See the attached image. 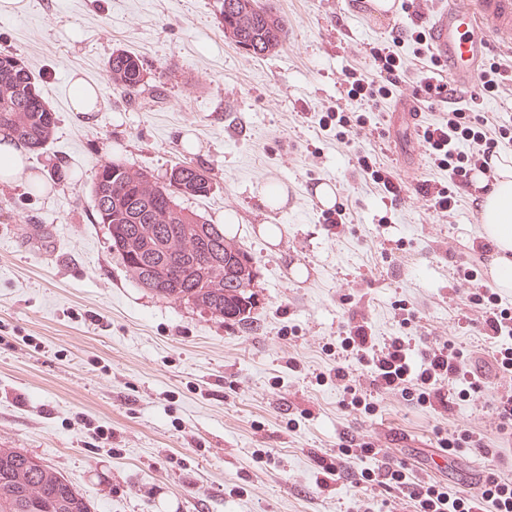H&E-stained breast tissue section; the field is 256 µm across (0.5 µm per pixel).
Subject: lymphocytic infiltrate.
<instances>
[{"label":"lymphocytic infiltrate","instance_id":"lymphocytic-infiltrate-1","mask_svg":"<svg viewBox=\"0 0 512 512\" xmlns=\"http://www.w3.org/2000/svg\"><path fill=\"white\" fill-rule=\"evenodd\" d=\"M407 40L425 45L428 41L426 29L394 26L388 41L371 49L374 61L371 68H353L345 73L343 83L348 98L375 104L400 95L409 78V68L398 48ZM511 82L512 71L501 68L497 62H490L484 66L479 87L471 93L468 105L448 110L438 122L417 126L416 136L423 147L427 166L448 175L447 181L426 179L419 186L431 210L452 213L458 206L462 189L470 184L471 172L476 169L490 171L489 161L500 145L512 142V128L498 123L481 110L485 98ZM369 123L366 114L341 109L328 110L318 121L321 130L334 133L337 142L356 147L357 164L363 176L383 186L391 202H398L402 187L393 172L378 162L375 155L357 147ZM461 142L469 144V151L458 150L457 145ZM493 249L490 241L474 239L472 260L458 266L455 277L469 287L467 299L481 314V334L496 342L492 352L495 366L503 376L512 377V309L502 306L498 294L483 284L479 272L480 262ZM341 336V349L353 355L367 375L366 381L360 382L347 368L340 366L336 369V386L342 389L346 404L352 409L373 412L375 406L371 394L380 390L400 392L413 405L433 410L451 408L450 387L456 381H465L473 394L484 390L483 380L471 370L466 354L455 343L428 349L421 355V364L417 365L402 337H392L379 346L372 342L368 328L363 324L344 326ZM492 408L496 419L494 428L453 430L437 438L442 448L481 450L487 466L479 481L481 493L475 497H453L447 487L408 480L404 465L380 456L378 449L370 443H361L355 449L342 448L341 453L347 457L354 454L376 457L375 469L363 473V482L401 488L413 502L414 512H485L489 507L494 512H512V481L502 479L495 469L496 461L502 458L503 443L512 440V386L498 392Z\"/></svg>","mask_w":512,"mask_h":512}]
</instances>
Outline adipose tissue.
Segmentation results:
<instances>
[{"label":"adipose tissue","instance_id":"adipose-tissue-1","mask_svg":"<svg viewBox=\"0 0 512 512\" xmlns=\"http://www.w3.org/2000/svg\"><path fill=\"white\" fill-rule=\"evenodd\" d=\"M493 179L476 175L475 185L481 190L480 214L482 234L496 249L490 260V273L498 287L512 289V157L491 159ZM41 175L32 172L25 154L19 151L9 135H0V182L42 183Z\"/></svg>","mask_w":512,"mask_h":512}]
</instances>
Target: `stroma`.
<instances>
[{"label":"stroma","mask_w":512,"mask_h":512,"mask_svg":"<svg viewBox=\"0 0 512 512\" xmlns=\"http://www.w3.org/2000/svg\"><path fill=\"white\" fill-rule=\"evenodd\" d=\"M446 2L423 0L413 14L394 0L382 17L366 0H260L287 23L283 45L262 57L225 38L220 0H28L24 13L0 15V51L24 59L58 117L28 157L51 195L0 183V448L54 468L91 512H356L365 502L412 512L398 492L357 483L374 461L341 455L352 439L406 462L411 480L476 494L480 450L438 448L434 430L490 424L485 398L434 412L381 392L364 415L325 378L352 320L378 345L451 340L488 359L480 314L453 277L481 235L477 189L450 215L429 210L415 187L444 174L424 167L407 112L395 99L367 107L341 85L394 25L430 26ZM116 49L143 59L164 100L112 89L105 63ZM75 73L105 97L87 117L70 109ZM335 106L379 123L364 146L404 183L397 207L315 123ZM112 161L158 178L181 161L209 169L213 192L180 204L213 224L239 216L234 239L253 257L261 299L256 329L161 298L127 273L91 193ZM273 183L288 192L276 210L260 203ZM320 183L349 209L340 234L323 222ZM264 224L279 227L278 244L259 235ZM402 302L416 323L399 324Z\"/></svg>","instance_id":"35a3bbf8"}]
</instances>
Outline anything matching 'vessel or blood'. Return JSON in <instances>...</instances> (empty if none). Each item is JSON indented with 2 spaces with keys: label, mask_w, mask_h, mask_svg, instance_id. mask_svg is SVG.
<instances>
[{
  "label": "vessel or blood",
  "mask_w": 512,
  "mask_h": 512,
  "mask_svg": "<svg viewBox=\"0 0 512 512\" xmlns=\"http://www.w3.org/2000/svg\"><path fill=\"white\" fill-rule=\"evenodd\" d=\"M476 12L496 36L512 37V0H476L472 8L464 0H448L447 9L436 16L432 26L440 56L447 60L456 83L469 89L478 85L477 66L487 49L472 22Z\"/></svg>",
  "instance_id": "1"
}]
</instances>
